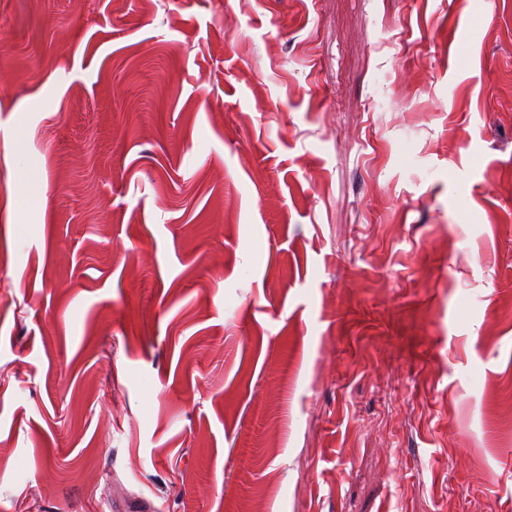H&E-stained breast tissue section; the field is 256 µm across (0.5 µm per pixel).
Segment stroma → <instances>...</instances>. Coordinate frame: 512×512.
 <instances>
[{
  "mask_svg": "<svg viewBox=\"0 0 512 512\" xmlns=\"http://www.w3.org/2000/svg\"><path fill=\"white\" fill-rule=\"evenodd\" d=\"M512 512V0H0V512Z\"/></svg>",
  "mask_w": 512,
  "mask_h": 512,
  "instance_id": "stroma-1",
  "label": "stroma"
}]
</instances>
